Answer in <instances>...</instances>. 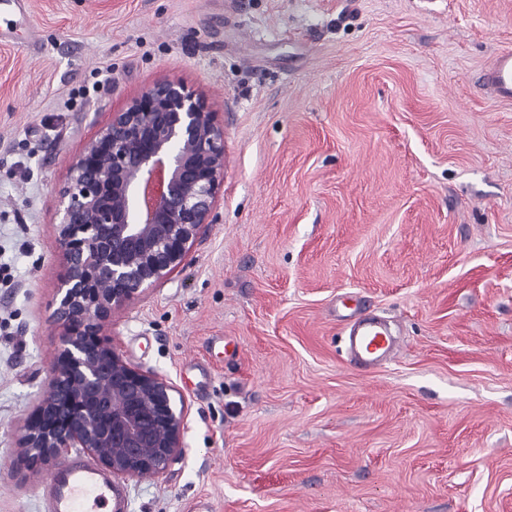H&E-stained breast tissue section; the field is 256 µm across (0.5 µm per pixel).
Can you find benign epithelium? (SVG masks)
Segmentation results:
<instances>
[{"instance_id": "obj_1", "label": "benign epithelium", "mask_w": 512, "mask_h": 512, "mask_svg": "<svg viewBox=\"0 0 512 512\" xmlns=\"http://www.w3.org/2000/svg\"><path fill=\"white\" fill-rule=\"evenodd\" d=\"M223 184L224 122L167 73L110 113L74 158L58 197L61 349L21 435L29 460L59 463L82 448L116 476L146 477L180 455L184 401L105 335L115 309L184 264Z\"/></svg>"}]
</instances>
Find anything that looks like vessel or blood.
I'll use <instances>...</instances> for the list:
<instances>
[{
	"label": "vessel or blood",
	"mask_w": 512,
	"mask_h": 512,
	"mask_svg": "<svg viewBox=\"0 0 512 512\" xmlns=\"http://www.w3.org/2000/svg\"><path fill=\"white\" fill-rule=\"evenodd\" d=\"M482 84L499 101H512V50L498 51L482 75ZM346 325L349 363L371 372L392 361L401 345L384 320L361 303L348 306ZM47 512H128L125 488L111 473L77 456L41 482Z\"/></svg>",
	"instance_id": "obj_1"
}]
</instances>
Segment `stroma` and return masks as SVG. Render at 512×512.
Returning a JSON list of instances; mask_svg holds the SVG:
<instances>
[{
  "mask_svg": "<svg viewBox=\"0 0 512 512\" xmlns=\"http://www.w3.org/2000/svg\"><path fill=\"white\" fill-rule=\"evenodd\" d=\"M0 41V512H45L19 428L46 387L58 190L159 73L224 121L217 219L112 315L184 397L128 512H512V0H30ZM111 69V80L101 72ZM396 323L376 372L337 299ZM482 84L499 101H512V50L498 51L482 75Z\"/></svg>",
  "mask_w": 512,
  "mask_h": 512,
  "instance_id": "35a3bbf8",
  "label": "stroma"
}]
</instances>
